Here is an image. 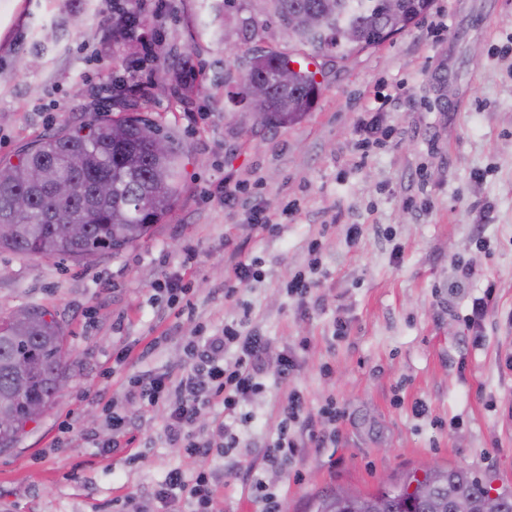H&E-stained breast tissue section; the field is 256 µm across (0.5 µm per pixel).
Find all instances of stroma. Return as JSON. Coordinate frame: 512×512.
Segmentation results:
<instances>
[{
    "label": "stroma",
    "mask_w": 512,
    "mask_h": 512,
    "mask_svg": "<svg viewBox=\"0 0 512 512\" xmlns=\"http://www.w3.org/2000/svg\"><path fill=\"white\" fill-rule=\"evenodd\" d=\"M210 2L171 0L162 22L146 21L147 61L139 43L106 38L110 0H0L1 159L89 117L132 112L174 128L183 153L173 210L122 253L81 263L0 253V318L31 305L52 312L67 373L51 407L0 451V512H113L128 494L160 512L149 490L196 463L169 442L165 410L141 409L127 382L177 370L195 336L245 316L272 353L310 340L290 380L268 368L229 455L276 488L282 512L427 468H464L512 491V0H433L417 25L348 64L311 61L318 98L300 123L274 130L253 125L230 97L233 57L201 31ZM235 7L266 28V47L301 58L262 0ZM368 104L394 134L364 151L355 122ZM229 182L247 185L231 208ZM255 207L278 214L277 230L256 231ZM351 224L364 227L355 245ZM476 224L488 249L473 241ZM230 244L258 259L260 275L228 299ZM187 246L196 253L188 269ZM315 258L324 278L304 316L284 284ZM178 271L193 304L180 316L157 290ZM490 277L495 304L468 327ZM129 346L130 360L117 364ZM294 389L311 412L340 408L336 442L270 469L263 451ZM418 401L425 415H413ZM116 415L136 418L137 440L101 454ZM224 460L213 461L217 512H261L244 482L226 478Z\"/></svg>",
    "instance_id": "35a3bbf8"
}]
</instances>
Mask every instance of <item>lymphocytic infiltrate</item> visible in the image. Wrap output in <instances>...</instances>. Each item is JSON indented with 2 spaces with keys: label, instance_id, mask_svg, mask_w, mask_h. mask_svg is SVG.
<instances>
[{
  "label": "lymphocytic infiltrate",
  "instance_id": "1",
  "mask_svg": "<svg viewBox=\"0 0 512 512\" xmlns=\"http://www.w3.org/2000/svg\"><path fill=\"white\" fill-rule=\"evenodd\" d=\"M270 343L256 329L242 325L225 326L221 332L201 336L187 348V360L179 374H144L128 383V394L141 407L163 406L168 414L169 440L188 456L201 459V466L186 474L171 469L161 484L154 486V500L174 506L187 504L189 512H214L216 486L213 472L204 461L213 453L211 442L198 439L195 426L204 407H224V445L236 448L241 437L237 424L251 420L244 406L261 388L268 364H275L281 378H289L298 367L295 349H283L277 359L269 357ZM282 426L267 444L264 461L268 467L286 469L300 446L296 432L307 433L314 447L322 448L336 439V422L341 413L328 404L311 413L300 392L293 391L281 407Z\"/></svg>",
  "mask_w": 512,
  "mask_h": 512
}]
</instances>
